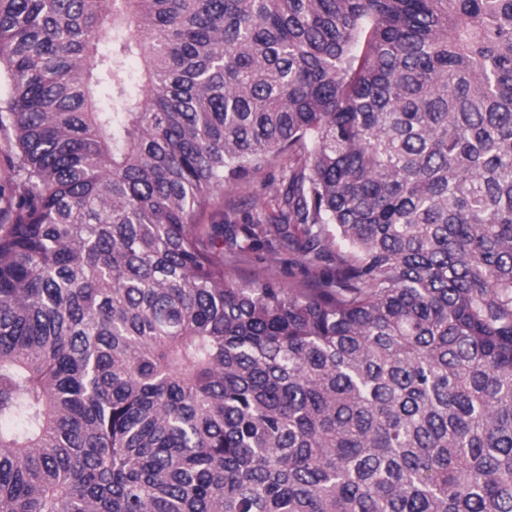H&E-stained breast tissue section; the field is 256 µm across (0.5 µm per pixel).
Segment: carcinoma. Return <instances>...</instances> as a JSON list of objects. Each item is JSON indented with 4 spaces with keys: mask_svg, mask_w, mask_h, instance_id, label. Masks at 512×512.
Instances as JSON below:
<instances>
[{
    "mask_svg": "<svg viewBox=\"0 0 512 512\" xmlns=\"http://www.w3.org/2000/svg\"><path fill=\"white\" fill-rule=\"evenodd\" d=\"M0 77V512H512V0H0ZM280 186L279 169L270 168L251 178L245 186L224 190V250L229 248V238L235 234L238 243H248L241 234V227L251 222L254 202L267 212L277 210L280 198L276 190ZM257 267L268 268L274 276L283 282L300 278L305 273V269L297 261L296 256L285 250L275 255H269L265 249L255 250L250 253V261L242 267L240 273L246 277Z\"/></svg>",
    "mask_w": 512,
    "mask_h": 512,
    "instance_id": "cac0c4a2",
    "label": "carcinoma"
}]
</instances>
